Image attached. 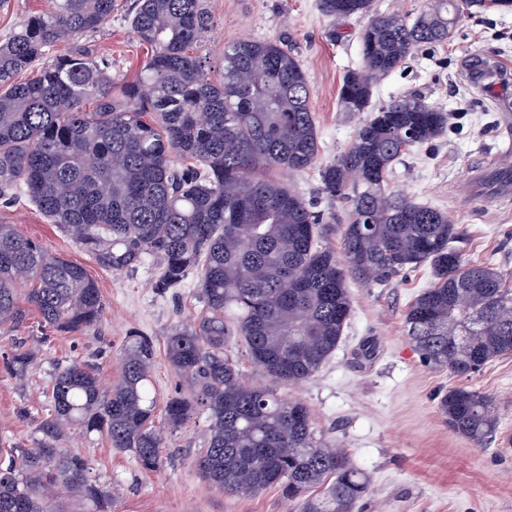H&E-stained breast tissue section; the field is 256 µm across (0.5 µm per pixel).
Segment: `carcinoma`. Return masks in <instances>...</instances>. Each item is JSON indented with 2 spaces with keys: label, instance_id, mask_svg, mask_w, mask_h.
Returning a JSON list of instances; mask_svg holds the SVG:
<instances>
[{
  "label": "carcinoma",
  "instance_id": "carcinoma-1",
  "mask_svg": "<svg viewBox=\"0 0 512 512\" xmlns=\"http://www.w3.org/2000/svg\"><path fill=\"white\" fill-rule=\"evenodd\" d=\"M120 0H51L0 41V198H24L97 263L133 270L159 262L152 287L179 288L191 272L205 311L171 330L167 359L191 387L165 406L168 427L197 411L210 417L197 461L200 476L226 494L279 486L300 512H355L368 492L348 453L316 438L301 401L246 384L224 346L244 339L253 363L286 385L313 377L336 350L351 312L347 282L381 284L427 263L435 281L406 314L420 359L468 376L512 354V282L466 261L451 247L460 235L447 213L389 187L395 162L439 137L448 114L418 95L374 109L350 146L323 164L309 108V81L287 43L238 40L224 46L222 81L209 80L195 48L210 28L206 0H133L126 17L152 48L136 77L113 90L112 64L76 37L112 20ZM335 23L367 18L362 65L344 77L345 112H367L374 82L420 47L445 43L464 10H512V0H435L415 19L376 13L373 0H318ZM25 82L15 75L32 66ZM318 170L320 194L347 204L341 252L328 243L336 214L314 212L277 176ZM34 308L56 332L95 328L104 303L86 269L49 255L41 243L0 224V335ZM155 346L127 337L120 376L72 363L57 371L51 413L34 448L0 462V512H65L51 505L66 488L105 512L89 460L55 442L65 431L105 436L134 454L139 468L162 466L151 381ZM29 353L4 364L21 375ZM452 430L475 442L493 436L492 396L456 387L440 401ZM325 487L319 497L303 498Z\"/></svg>",
  "mask_w": 512,
  "mask_h": 512
}]
</instances>
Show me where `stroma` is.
<instances>
[{
    "label": "stroma",
    "instance_id": "obj_1",
    "mask_svg": "<svg viewBox=\"0 0 512 512\" xmlns=\"http://www.w3.org/2000/svg\"><path fill=\"white\" fill-rule=\"evenodd\" d=\"M213 27L198 47L211 81L222 78L225 43L249 39L283 40L302 63L310 89L309 106L318 132L319 160L332 162L351 144L366 115L343 111L339 89L344 76L361 65L358 34L365 20L354 15L329 24L317 0H206ZM79 44L111 61L114 78L133 80L149 48L132 32L124 14ZM496 61L494 85L468 81L464 69L476 58ZM512 11L462 14L448 42L428 45L400 68L376 81L372 107L407 93L449 114L446 130L432 143L414 148L394 165L392 189L453 216L462 230L453 247L465 260L493 265L512 278V195L496 185L474 187V171L512 161ZM0 224H13L40 241L48 254L82 265L95 279L104 314L84 334L46 331L37 313L23 326L0 336V357L15 346L30 350L23 374L0 364V457L32 447L36 426L50 411L48 391L61 367L74 362L99 368L108 380L130 332L150 336L155 345L152 381L158 406L179 390V378L165 356V338L181 324L199 319L204 304L196 274L182 288L160 294L152 286L157 271L147 258L132 271L101 267L27 201L0 204ZM433 281L422 265L384 284L350 282L352 314L335 352L314 377L298 385L274 383L251 362L244 344L224 348L244 381L275 388L302 401L318 437L348 452L370 486L355 512H512V356L487 364L467 377L425 366L412 346L405 323L417 294ZM453 387L493 396L498 430L478 444L454 433L439 409ZM207 413L198 412L182 429L165 434L159 471L143 472L131 452L111 448L96 435L67 431L59 448L76 451L91 463L89 477L107 492L106 512H299L280 488L256 496L230 495L203 480L196 467L208 440Z\"/></svg>",
    "mask_w": 512,
    "mask_h": 512
}]
</instances>
